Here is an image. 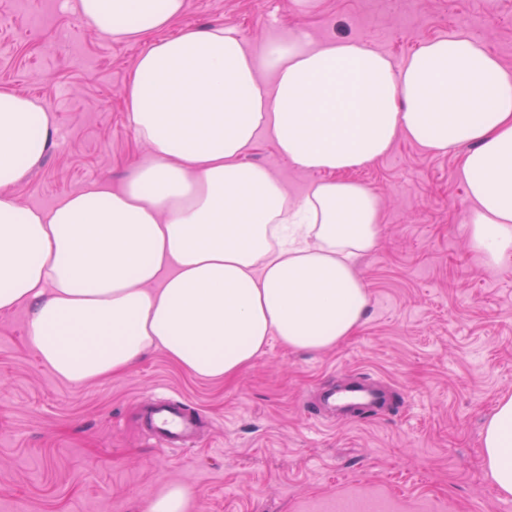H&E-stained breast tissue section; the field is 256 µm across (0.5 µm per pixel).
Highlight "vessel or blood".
<instances>
[{
  "mask_svg": "<svg viewBox=\"0 0 512 512\" xmlns=\"http://www.w3.org/2000/svg\"><path fill=\"white\" fill-rule=\"evenodd\" d=\"M391 391L383 384L366 377H356L338 389L325 392L322 407H310L311 417L320 411H329L337 417L351 413H375L389 408ZM146 423L161 446L173 447L186 444L194 436L198 420L183 403H153L146 411ZM381 502L368 497H339L328 504V512H381Z\"/></svg>",
  "mask_w": 512,
  "mask_h": 512,
  "instance_id": "b4317fda",
  "label": "vessel or blood"
}]
</instances>
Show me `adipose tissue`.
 <instances>
[{"instance_id": "adipose-tissue-1", "label": "adipose tissue", "mask_w": 512, "mask_h": 512, "mask_svg": "<svg viewBox=\"0 0 512 512\" xmlns=\"http://www.w3.org/2000/svg\"><path fill=\"white\" fill-rule=\"evenodd\" d=\"M186 0H79L138 58L127 108L152 152L120 188L98 181L48 210L8 199L53 134L36 100L0 88V313L25 309L44 366L74 384L159 351L191 375L230 379L271 341L320 351L353 336L368 305L355 258L382 233L378 196L348 178L397 137L460 153L468 239L512 258V69L463 29L402 63L361 39L273 45L264 79L232 26L163 32ZM321 172L289 202L243 153L260 131ZM482 456L512 497V395L484 423Z\"/></svg>"}]
</instances>
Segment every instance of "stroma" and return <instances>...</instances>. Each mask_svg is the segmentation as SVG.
Wrapping results in <instances>:
<instances>
[{"instance_id":"35a3bbf8","label":"stroma","mask_w":512,"mask_h":512,"mask_svg":"<svg viewBox=\"0 0 512 512\" xmlns=\"http://www.w3.org/2000/svg\"><path fill=\"white\" fill-rule=\"evenodd\" d=\"M179 24L234 26L260 62L298 30L318 42L363 39L399 62L463 28L512 68V0H399L391 10L382 0H187ZM152 42L110 38L75 0H0V87L44 102L55 128L9 192L18 206L47 210L92 182L120 185L148 160L126 90ZM243 159L266 166L293 200L319 178L265 133ZM351 176L382 200V244L356 263L369 305L335 348L274 341L225 382L195 379L157 352L74 385L33 352L25 310L0 314V512H142L169 483L194 492L195 512H316L360 491L403 512H512L481 454L486 416L512 394V259L490 266L470 248L457 155L400 137ZM362 374L393 384L398 406L356 424L310 420L305 397ZM171 398L202 415L190 449L147 436L145 403Z\"/></svg>"}]
</instances>
